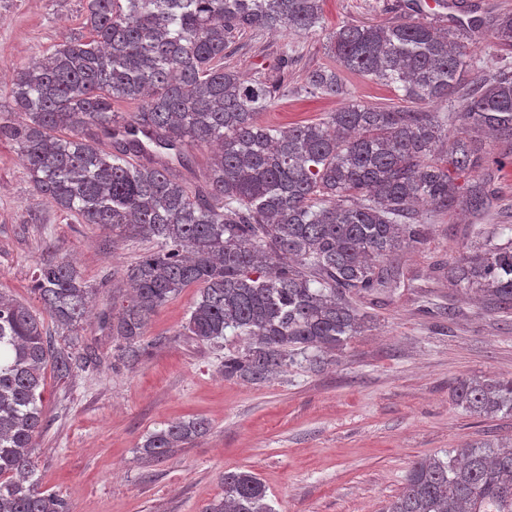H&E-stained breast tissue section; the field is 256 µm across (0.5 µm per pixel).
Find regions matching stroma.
Segmentation results:
<instances>
[{
	"label": "stroma",
	"instance_id": "1",
	"mask_svg": "<svg viewBox=\"0 0 512 512\" xmlns=\"http://www.w3.org/2000/svg\"><path fill=\"white\" fill-rule=\"evenodd\" d=\"M84 0H0V110L5 86L35 58L78 31ZM405 13L404 0H324L323 26L306 33L254 30L236 37L225 66L279 81L261 115L283 127L323 118L352 103L399 104L393 88L346 75V94L313 96L310 71L334 65L327 34L343 23L382 24ZM464 82L512 68V49L473 32ZM493 199L482 221L512 225V162L489 165ZM422 244L405 251L417 280L393 300L371 306L372 321L336 365L314 372L286 367L250 384L225 378L224 349L183 336L194 287L183 289L151 319L148 355L130 366L115 357L112 338L90 319L82 341L97 345L101 367L68 383L45 372L48 424L36 439L40 486L65 497L72 512H201L224 494L225 471L255 473L274 512H382L413 462L486 440H512V417L473 414L452 404L449 386L469 377H512V313L486 312L474 293L448 280V260L468 240L467 218L427 208ZM72 260L95 290V309L130 302L125 269L152 249L144 239L113 242L97 225L40 203L15 145L0 140V290L42 305L33 272L47 244ZM457 318L441 317L447 304ZM193 417L209 432L146 464V436Z\"/></svg>",
	"mask_w": 512,
	"mask_h": 512
}]
</instances>
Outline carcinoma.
Returning a JSON list of instances; mask_svg holds the SVG:
<instances>
[{"instance_id":"1","label":"carcinoma","mask_w":512,"mask_h":512,"mask_svg":"<svg viewBox=\"0 0 512 512\" xmlns=\"http://www.w3.org/2000/svg\"><path fill=\"white\" fill-rule=\"evenodd\" d=\"M322 0H87L83 31L18 71L0 113L41 200L123 239L154 248L129 266L134 297L101 326L120 356L138 363L150 318L179 292L199 295L183 326L198 342L232 335L224 377L264 383L300 361L309 368L363 331L358 300L400 283L393 260L422 242V206L479 215L492 197L478 177L490 160L481 135L512 154V69L462 83L467 30L413 14L379 25L347 23L328 34L336 67L312 71L309 93H344L340 72L375 79L417 108L351 104L288 128L259 122L276 94L266 79L224 68V49L251 29L310 32ZM512 46V15L485 22ZM450 101L457 111L430 107ZM136 105L133 112L115 109ZM455 122L453 136L441 131ZM190 142L216 146L192 190L162 158L184 168ZM482 241L457 251L448 275L493 312L512 311V238L472 225ZM33 291L56 327L0 292V512H70L38 488L33 460L45 428L50 367L75 379L97 362L78 344L94 294L81 270L48 245ZM467 412L512 415V379L465 378L449 388ZM197 417L151 432L143 459L209 431ZM262 480L224 472V496L203 512H274ZM383 512H512V442L454 448L417 461Z\"/></svg>"}]
</instances>
